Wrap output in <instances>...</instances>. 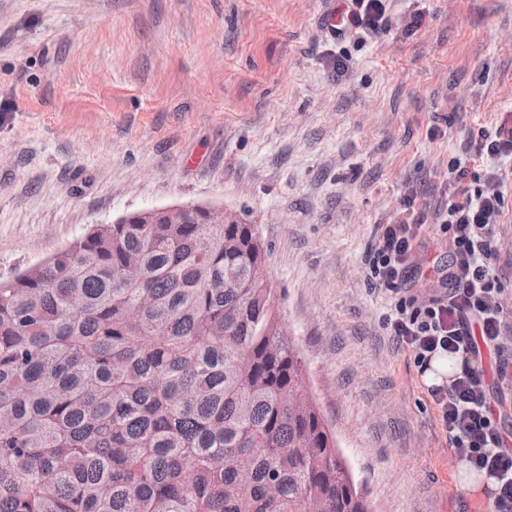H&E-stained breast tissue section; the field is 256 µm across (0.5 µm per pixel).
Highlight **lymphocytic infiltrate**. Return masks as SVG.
Listing matches in <instances>:
<instances>
[{
    "label": "lymphocytic infiltrate",
    "mask_w": 512,
    "mask_h": 512,
    "mask_svg": "<svg viewBox=\"0 0 512 512\" xmlns=\"http://www.w3.org/2000/svg\"><path fill=\"white\" fill-rule=\"evenodd\" d=\"M464 150L470 162L489 159L485 174L469 164L454 169L453 191L440 222L448 234L452 261L448 287L443 294L420 300L400 293L409 260L424 223L407 213L395 224H384L367 261V276L374 288L397 294L386 325L397 341L427 369L440 351L461 357L479 356L481 347L492 348L497 380L512 372V347L503 339L512 333L496 302L502 284L492 267L496 252V225L504 204L508 178L497 159L512 157V113H503L493 129L470 134ZM455 459L486 472L498 482L496 512H512V454L503 446L512 434L505 432L495 411V397L479 370H466L449 387L429 391Z\"/></svg>",
    "instance_id": "1"
}]
</instances>
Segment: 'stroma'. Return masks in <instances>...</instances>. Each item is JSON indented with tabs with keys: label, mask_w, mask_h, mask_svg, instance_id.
<instances>
[{
	"label": "stroma",
	"mask_w": 512,
	"mask_h": 512,
	"mask_svg": "<svg viewBox=\"0 0 512 512\" xmlns=\"http://www.w3.org/2000/svg\"><path fill=\"white\" fill-rule=\"evenodd\" d=\"M337 2L0 0V277L137 211L235 212L373 512H492L459 488L366 263L411 207L403 286L444 288L449 169L512 111V0H385L377 31L343 41L323 21ZM498 239L512 322V193Z\"/></svg>",
	"instance_id": "1"
}]
</instances>
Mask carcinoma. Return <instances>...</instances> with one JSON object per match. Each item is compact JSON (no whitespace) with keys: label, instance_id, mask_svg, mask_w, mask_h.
Wrapping results in <instances>:
<instances>
[{"label":"carcinoma","instance_id":"1","mask_svg":"<svg viewBox=\"0 0 512 512\" xmlns=\"http://www.w3.org/2000/svg\"><path fill=\"white\" fill-rule=\"evenodd\" d=\"M267 258L198 213L95 224L0 278V512H372L252 277Z\"/></svg>","mask_w":512,"mask_h":512}]
</instances>
